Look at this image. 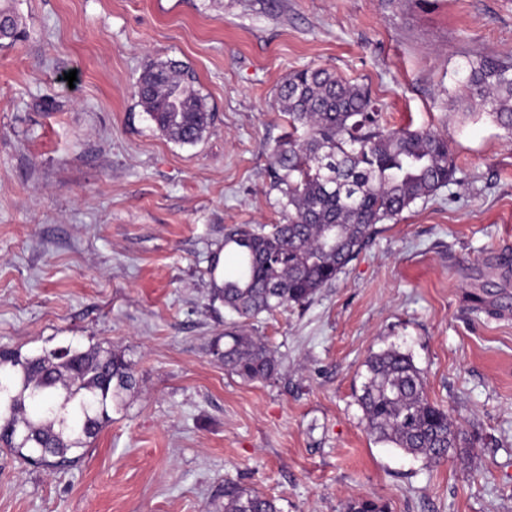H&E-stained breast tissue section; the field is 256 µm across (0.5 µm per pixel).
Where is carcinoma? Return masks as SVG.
<instances>
[{
	"mask_svg": "<svg viewBox=\"0 0 512 512\" xmlns=\"http://www.w3.org/2000/svg\"><path fill=\"white\" fill-rule=\"evenodd\" d=\"M25 35L13 9L0 5V41ZM463 97L479 102L512 135V58L476 56L459 67ZM135 95L161 133L197 143L213 113L196 76L179 61L152 62ZM291 132L273 151L270 190L285 222L239 224L224 236L240 273L213 282V299L243 322L309 303L365 248L375 225L399 216L455 175L448 141L430 128L393 129L369 92L321 68L291 74L278 89ZM224 368L245 381L267 380L277 360L241 326L224 333ZM359 395L374 439L440 464L463 442L459 423L425 392L423 372L396 348L372 354ZM134 363L101 346L68 345L39 355L0 348V448L63 466L111 421L135 386ZM224 512H279L275 500L224 482Z\"/></svg>",
	"mask_w": 512,
	"mask_h": 512,
	"instance_id": "cac0c4a2",
	"label": "carcinoma"
}]
</instances>
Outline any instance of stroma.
<instances>
[{"label":"stroma","instance_id":"stroma-1","mask_svg":"<svg viewBox=\"0 0 512 512\" xmlns=\"http://www.w3.org/2000/svg\"><path fill=\"white\" fill-rule=\"evenodd\" d=\"M12 3L26 38L0 46V347L115 348L137 385L70 466L0 448V512H224L228 480L280 512H512V136L462 117L456 85L466 58L512 57V0ZM170 59L214 114L194 145L133 93ZM308 67L367 88L391 126L436 129L456 173L309 304L250 322L278 370L247 382L217 355L239 319L213 282L235 265L229 228L282 220L277 92ZM390 347L461 422L447 462L365 430L364 363Z\"/></svg>","mask_w":512,"mask_h":512}]
</instances>
